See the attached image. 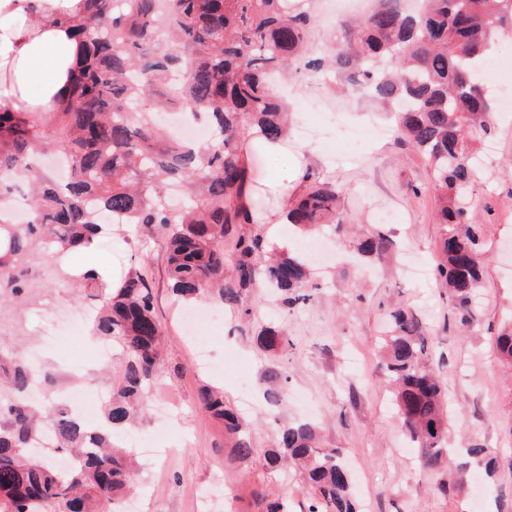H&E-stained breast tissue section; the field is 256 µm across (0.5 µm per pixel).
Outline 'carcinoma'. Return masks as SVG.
<instances>
[{
	"instance_id": "1",
	"label": "carcinoma",
	"mask_w": 512,
	"mask_h": 512,
	"mask_svg": "<svg viewBox=\"0 0 512 512\" xmlns=\"http://www.w3.org/2000/svg\"><path fill=\"white\" fill-rule=\"evenodd\" d=\"M401 0H379L349 24L348 39L330 63L309 58L311 12L289 0H83L73 23L82 53L68 99L43 123L33 115L0 111V201L19 202L29 192L24 224L0 214V314L4 306L40 300L29 278L34 261L76 249L102 234V220L144 224L164 243L169 287L191 300L206 296L249 320V294L262 284L288 308L309 300L302 292L308 270L302 256L265 252L244 203L250 183L242 146L256 128L278 142L288 131V106L269 88V77L329 68L397 104L401 142L426 154L440 203V262L436 279L446 288L454 321L472 326L479 317L477 292L485 278L482 240L471 221L469 191L481 165L473 143L493 136L492 98L480 80L490 44L512 32V0H425L411 14ZM185 107L205 116L209 143L177 142L161 114ZM54 149L70 160L61 182L40 169L37 158ZM305 193L284 213L296 228L338 226L341 197L319 174L308 172ZM177 188L181 205L166 194ZM233 239L224 254V238ZM391 241L379 233L358 244L365 258H379ZM76 287L92 302L96 336L126 353L121 383L111 390L100 424L91 429L66 409L46 415L20 395L34 379L19 363L0 362V512H117L142 465L114 440L141 407V395L163 358V332L148 280L138 271L118 287L90 272ZM259 336L275 349L287 342L272 326ZM502 363L512 368V321L496 337ZM385 370L403 432L425 471L451 466L447 387L427 355L422 324L408 308L390 310L382 339ZM201 409L224 430V457L250 462L255 448L240 417L224 403L221 389H199ZM56 451L77 459L61 472L28 453L42 429ZM317 424L279 427L278 447L264 453L268 465L295 468L309 488L307 512H360L352 475L339 448L317 444ZM467 455L488 477L500 467L487 448L474 443ZM255 512H291L288 498L249 492Z\"/></svg>"
}]
</instances>
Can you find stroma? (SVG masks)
<instances>
[{"label":"stroma","mask_w":512,"mask_h":512,"mask_svg":"<svg viewBox=\"0 0 512 512\" xmlns=\"http://www.w3.org/2000/svg\"><path fill=\"white\" fill-rule=\"evenodd\" d=\"M277 88L290 108V152L302 154L306 168L341 190L348 224L347 230L327 234L337 260L315 266L307 303L287 309L258 288L250 297V323L221 309L220 322L199 330L221 366L209 373L196 366L182 305L169 289L164 251L153 229L115 230L98 245L112 278L134 270L147 277L167 340L165 364L145 394V411L127 431L147 437L152 448L141 458L138 512H226L223 499L208 507L198 498L201 489L218 481L287 496L293 512H300L308 496L299 476L290 468H267L263 457L275 447L281 423L300 419L319 422L323 447L344 449L363 512H512V467L506 464L512 458V374L501 368L495 346L512 315V112L496 113L494 153L470 191L471 219L483 228L486 275L478 295L480 319L462 331L452 321L447 289L430 276L413 280L406 273L410 264L433 270L442 227L428 162L396 139L387 105L356 94L353 82L343 77L327 81L301 74ZM321 107L335 112L329 124L319 121ZM351 125L372 127L376 135L344 143L343 131ZM378 232L393 240V248L375 263L357 257V239ZM42 293L39 304L20 310L23 335L0 351L46 371L44 403H54L61 369L75 362L89 385L106 389L119 383L121 348H114L110 364L98 367L87 359L81 336L37 347L40 309L79 305L69 289L55 284ZM397 303L423 321L432 361L448 382L449 446L480 442L505 461L494 479L467 483L452 500L438 491L444 473L420 468L392 405L380 341ZM271 322L283 328L288 343L266 351L256 334ZM278 366L287 368L289 379L284 399L273 406L263 396L261 377ZM205 383L223 387L226 402L248 418L256 450L249 464L225 463L217 448L221 431L197 405Z\"/></svg>","instance_id":"obj_1"}]
</instances>
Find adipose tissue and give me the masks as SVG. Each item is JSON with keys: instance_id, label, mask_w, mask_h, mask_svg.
I'll list each match as a JSON object with an SVG mask.
<instances>
[{"instance_id": "ef3b65f1", "label": "adipose tissue", "mask_w": 512, "mask_h": 512, "mask_svg": "<svg viewBox=\"0 0 512 512\" xmlns=\"http://www.w3.org/2000/svg\"><path fill=\"white\" fill-rule=\"evenodd\" d=\"M81 12L82 0H0V109L45 117L58 111L80 51L70 21ZM246 147L262 149L271 162L267 186L278 206L262 221L280 223L300 182L302 159L257 134Z\"/></svg>"}]
</instances>
